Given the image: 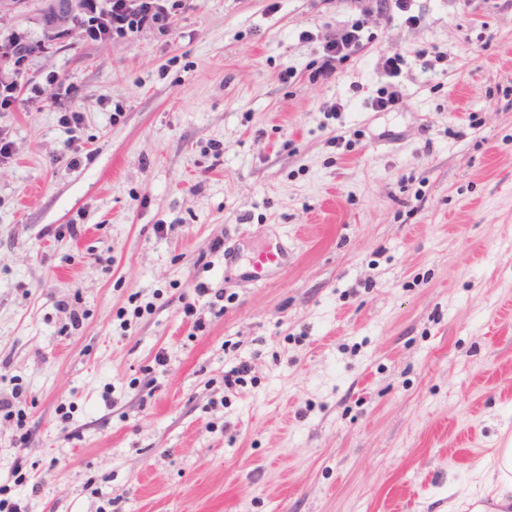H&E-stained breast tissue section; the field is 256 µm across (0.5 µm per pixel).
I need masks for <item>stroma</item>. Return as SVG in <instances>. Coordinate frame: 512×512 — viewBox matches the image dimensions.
Here are the masks:
<instances>
[{
	"label": "stroma",
	"instance_id": "1",
	"mask_svg": "<svg viewBox=\"0 0 512 512\" xmlns=\"http://www.w3.org/2000/svg\"><path fill=\"white\" fill-rule=\"evenodd\" d=\"M44 5L0 15V48L45 40L0 63V496L498 512L477 470L512 445V0H179L167 36L105 41L47 36ZM360 20L366 49L318 75ZM41 48L39 41H34L26 37H19L12 41L6 48V55L11 59L14 65H19L27 61L36 54Z\"/></svg>",
	"mask_w": 512,
	"mask_h": 512
}]
</instances>
